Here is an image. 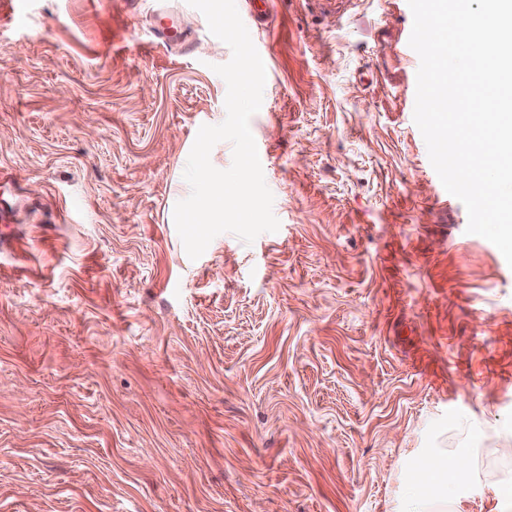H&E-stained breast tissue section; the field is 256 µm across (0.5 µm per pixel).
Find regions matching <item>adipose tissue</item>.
Masks as SVG:
<instances>
[{
	"instance_id": "ef3b65f1",
	"label": "adipose tissue",
	"mask_w": 512,
	"mask_h": 512,
	"mask_svg": "<svg viewBox=\"0 0 512 512\" xmlns=\"http://www.w3.org/2000/svg\"><path fill=\"white\" fill-rule=\"evenodd\" d=\"M468 477L466 466L443 455L422 460L412 474L397 512H443L448 492Z\"/></svg>"
}]
</instances>
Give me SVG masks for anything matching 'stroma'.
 Wrapping results in <instances>:
<instances>
[{
    "mask_svg": "<svg viewBox=\"0 0 512 512\" xmlns=\"http://www.w3.org/2000/svg\"><path fill=\"white\" fill-rule=\"evenodd\" d=\"M236 5L280 228L193 260L229 46L186 0H0V512H395L436 448L503 512L512 267L430 163L407 0Z\"/></svg>",
    "mask_w": 512,
    "mask_h": 512,
    "instance_id": "35a3bbf8",
    "label": "stroma"
}]
</instances>
